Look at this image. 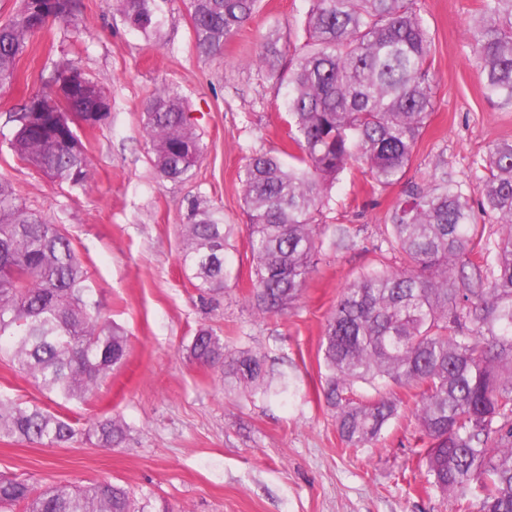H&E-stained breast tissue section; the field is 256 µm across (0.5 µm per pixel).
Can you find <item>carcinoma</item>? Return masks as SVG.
<instances>
[{"label":"carcinoma","mask_w":512,"mask_h":512,"mask_svg":"<svg viewBox=\"0 0 512 512\" xmlns=\"http://www.w3.org/2000/svg\"><path fill=\"white\" fill-rule=\"evenodd\" d=\"M126 24L148 39L160 36L158 0H117ZM306 40L294 48L288 75L276 71L277 30L257 62L284 88L288 137L299 153H260L239 174L253 262L250 298L261 314L292 305L322 248L316 215L331 199L338 176L353 169L371 186L401 179L434 112V39L420 0H308ZM257 0H187L195 46L202 55L224 49L252 17ZM74 0H56L39 15L33 0L0 25V90L16 79L34 37L51 21L79 29ZM480 19L467 31L485 96L512 110V0H480ZM79 70L73 59L54 63L31 95L57 107L56 86ZM50 115L21 106L11 150L19 161L60 182L79 185L90 173L86 147L41 135ZM160 178L192 177L204 146L183 101L163 87L141 112ZM480 167L481 211L496 219L495 264L470 259L483 229L470 184L448 180L412 188L384 225L395 269L380 268L343 289L324 326L320 351L327 371L323 396L336 410L345 448L378 440L399 415L389 383L415 390L414 418L427 448L419 453L420 484L457 503V512H512V140L492 145ZM181 263L195 288L220 293L227 282L224 214L191 203L183 225ZM87 271L60 228L27 208L0 174V354L41 389L65 401H87L127 353L126 333L104 318L86 288ZM190 354L205 366L227 367L237 383L265 388L264 358L230 354L211 330L194 336ZM357 383L374 395L359 398ZM116 419L86 433L102 448L124 437ZM59 446L78 440L65 418L0 399V440ZM0 512H131L127 491L105 479L72 489H36L0 476Z\"/></svg>","instance_id":"1"}]
</instances>
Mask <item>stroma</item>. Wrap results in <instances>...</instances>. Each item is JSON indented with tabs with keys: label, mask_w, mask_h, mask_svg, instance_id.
Masks as SVG:
<instances>
[{
	"label": "stroma",
	"mask_w": 512,
	"mask_h": 512,
	"mask_svg": "<svg viewBox=\"0 0 512 512\" xmlns=\"http://www.w3.org/2000/svg\"><path fill=\"white\" fill-rule=\"evenodd\" d=\"M422 5L434 38V112L412 160L385 188H371L356 173L340 175L320 218L323 249L299 299L267 315L257 312L246 288L251 256L238 172L249 155L279 152L287 140L278 87L255 58L273 28L281 45L304 42L307 0H260L223 51L210 56L194 47L185 0H165L159 43L131 29L113 0H75L82 34L48 25L16 81L0 90V172L30 209L69 236L94 300L126 332L129 351L85 403L39 389L0 358V398L67 417L78 429L114 417L127 430L114 448L0 441V474L39 488L107 479L127 488L134 502L151 501L155 512H456L450 498L410 485L423 446L411 391L390 386L403 402L400 416L374 446L352 453L336 432L319 366L323 326L347 284L377 268L395 201L443 170L456 181L472 179L492 144L512 139V112L484 97L465 38L478 0ZM64 56L79 59L111 104L104 123L80 133L91 159L80 185L36 173L9 144L10 113ZM164 85L179 92L206 147L186 181L157 177L140 121L146 101ZM195 199L235 227L224 250L232 277L220 294L195 288L182 267L181 228ZM339 226L353 232L340 249L331 244ZM205 328L230 352L264 354L269 384L288 378L287 393L225 390L219 369L188 356Z\"/></svg>",
	"instance_id": "obj_1"
}]
</instances>
